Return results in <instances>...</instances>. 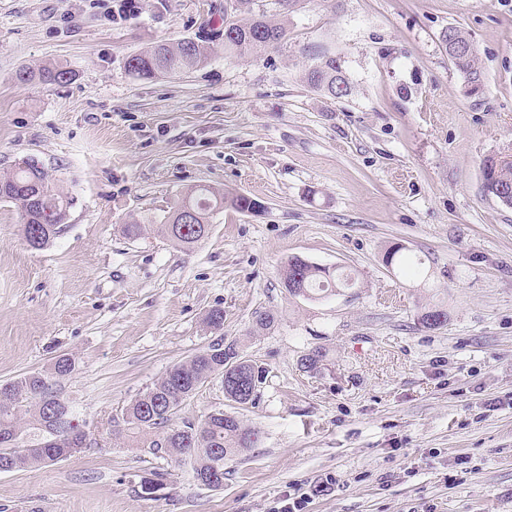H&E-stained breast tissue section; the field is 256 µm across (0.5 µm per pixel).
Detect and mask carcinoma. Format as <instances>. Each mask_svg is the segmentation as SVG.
Wrapping results in <instances>:
<instances>
[{
    "label": "carcinoma",
    "mask_w": 512,
    "mask_h": 512,
    "mask_svg": "<svg viewBox=\"0 0 512 512\" xmlns=\"http://www.w3.org/2000/svg\"><path fill=\"white\" fill-rule=\"evenodd\" d=\"M250 0H224V53L236 58L258 57L286 36L283 24L265 14L245 16ZM448 45V60L464 75L468 87L482 85L481 71L476 66V51L458 54L453 45L466 44L470 39L459 29L450 27L443 32ZM214 47L206 40L182 39L176 43L154 42L128 58V72L138 79H153L177 75L198 68L211 58ZM21 83L61 84L71 79V72L62 66L25 67L16 73ZM306 84L329 97L351 94V82L343 71L340 58L324 52H312V63L305 70ZM483 189L502 200L507 197L512 207V164L494 166L493 158L483 162ZM0 201L12 204L21 216L23 237L29 247L41 249L62 232V228L41 223L47 217L61 220L69 198L60 191L43 167L26 159L13 169L0 173ZM229 205L237 211L251 207L243 194L228 196L216 189L199 186L189 189L181 201L164 217L152 225L158 235L183 247L190 248L209 233L214 212ZM190 208L194 223H178V213ZM284 288L293 296L314 298L316 292L336 291L348 280L339 278L330 268L319 266L299 257H292L281 268ZM448 317L442 307L434 305L422 312L419 321L426 329L440 327L439 317ZM278 316L257 309L252 314L250 333L272 329ZM326 358V351L311 348L299 360L301 369L313 373ZM75 368V361L67 356L53 361L44 370L0 381V464L16 471L35 468L76 448L81 438H71L47 418V409L71 430L79 433L90 430L92 422L80 416L74 402L59 392L58 385ZM219 376L224 381L227 399L240 407L255 404L258 384L265 378V370L246 357L243 344L234 339L219 338L198 351L188 360L169 368L164 375L138 394L122 411L127 445L150 448L165 453L176 462L192 460V478L206 475L224 476V460L251 448L257 442L258 432L234 414L214 409L198 422L177 424L174 417L183 404L210 379ZM23 448L43 449L36 454H25Z\"/></svg>",
    "instance_id": "1"
}]
</instances>
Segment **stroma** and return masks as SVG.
<instances>
[{
	"mask_svg": "<svg viewBox=\"0 0 512 512\" xmlns=\"http://www.w3.org/2000/svg\"><path fill=\"white\" fill-rule=\"evenodd\" d=\"M124 2L0 0V172L34 159L71 199L40 250L0 202V380L70 355L61 391L95 423L80 454L0 473V512H273L300 495L305 512H512V208L482 187L484 159L512 153V0H300L257 59L225 57L224 0ZM451 27L479 93L448 59ZM210 33L202 67L127 71L149 43ZM314 49L340 57L351 95L306 85ZM55 62L69 82L15 78ZM198 185L264 209L216 211L189 249L123 235ZM396 246L408 264H387ZM292 256L354 284L292 296ZM436 303L447 322L423 328ZM258 308L279 321L251 338ZM220 335L267 380L238 413L257 443L211 490L108 421ZM316 346L324 365L302 371ZM230 406L216 377L176 419ZM449 37V38H448ZM442 40L448 45V59L453 67L464 75L470 93H474L472 87H480L482 85L481 71L476 66V51L473 50L468 54H458L451 47L452 45L471 43L470 39L455 27L448 28L443 32Z\"/></svg>",
	"mask_w": 512,
	"mask_h": 512,
	"instance_id": "stroma-1",
	"label": "stroma"
}]
</instances>
